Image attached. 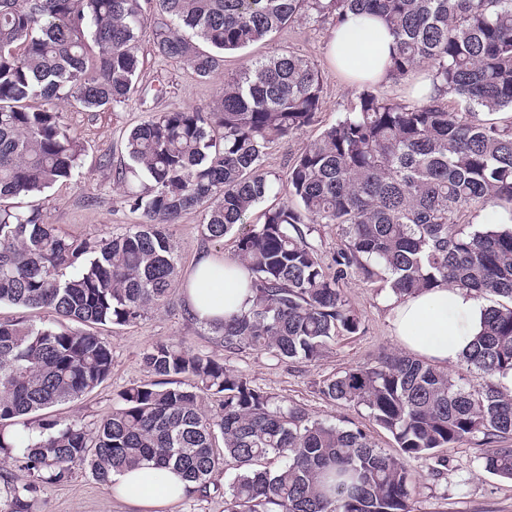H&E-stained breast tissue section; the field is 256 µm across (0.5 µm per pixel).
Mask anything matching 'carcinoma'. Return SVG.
<instances>
[{"mask_svg":"<svg viewBox=\"0 0 512 512\" xmlns=\"http://www.w3.org/2000/svg\"><path fill=\"white\" fill-rule=\"evenodd\" d=\"M364 15L394 37L389 78L425 67L433 93L401 104L365 89L295 159L288 201L236 239L251 306L208 329L229 353L313 361L360 330L340 288L351 276L399 299L439 283L469 288L490 302L462 358L482 383L409 355L325 379L322 393L366 406L401 459L168 342L144 353L154 380L120 391L95 427L28 419L108 378L112 351L90 327L131 325L166 304L179 261L167 226L195 211L205 239L223 241L275 189L268 150L317 121L324 78L308 59L260 56L225 75L224 54L301 20ZM147 29L155 55L200 79L222 75L224 87L208 109L153 112L126 136L113 184L142 223L93 245L8 203L79 175L84 144L56 103L125 105ZM449 95L468 111H448ZM499 112L512 113V0H0V303L22 310L0 322V456L16 467L0 512H35L41 488L78 467L111 490L113 475L144 463L174 467L187 497L236 470L224 512H412L404 459L469 437L488 447L486 472L512 479V393L495 382L512 370V223L465 222L477 205L512 210V118ZM316 224L342 231L328 263L308 241Z\"/></svg>","mask_w":512,"mask_h":512,"instance_id":"1","label":"carcinoma"}]
</instances>
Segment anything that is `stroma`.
<instances>
[{
	"mask_svg": "<svg viewBox=\"0 0 512 512\" xmlns=\"http://www.w3.org/2000/svg\"><path fill=\"white\" fill-rule=\"evenodd\" d=\"M330 31V24L305 20L273 33L264 43L225 56L224 70L231 73L252 58L290 50L308 58L324 77L323 107L316 124L278 141L270 150L265 168L273 176L285 177L292 161L324 127L350 112L359 93L358 88L348 86L331 66ZM141 52L140 91L126 105L105 112L70 111L66 114L67 122L86 146L80 177L75 182L57 183L34 198L47 222L56 225L61 232L96 243L141 223V214L120 203L112 183V169L120 164L126 134L149 113L204 108L212 104L220 92L221 81H199L186 66L155 56L149 41H142ZM170 231L181 271H188L200 253L227 257L235 253V234H228L220 243L205 240L197 213L184 214L179 223L171 225ZM342 291L361 320L359 332L337 336L319 360L288 363L248 349L226 352L219 339L204 325L188 319L183 294L174 291L168 306L149 312L137 323L101 329L102 338L112 349L109 377L91 393L75 402L54 407L53 412L94 427L111 413L119 391L151 381L143 355L153 345L164 341L219 358L278 404H297L315 418L361 428L375 448L393 457L400 456L394 437L373 423L366 407L334 402L321 392L323 379L402 351L390 323L391 290L351 277L343 283ZM484 452V446L473 439L440 449L439 455L446 459L447 465L438 475L433 472L434 458L408 459V468L418 478L412 494L413 512H512V479L487 473L481 466ZM39 499L44 512H132L131 507L82 469L67 483L45 486Z\"/></svg>",
	"mask_w": 512,
	"mask_h": 512,
	"instance_id": "stroma-1",
	"label": "stroma"
}]
</instances>
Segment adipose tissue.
<instances>
[{
    "mask_svg": "<svg viewBox=\"0 0 512 512\" xmlns=\"http://www.w3.org/2000/svg\"><path fill=\"white\" fill-rule=\"evenodd\" d=\"M393 38L379 20L359 17L337 27L329 43L332 66L348 84L385 81ZM185 304L198 322L208 323L247 309L253 294L247 274L232 258L200 253L186 276ZM485 299L475 292L440 285L393 301L391 325L398 342L433 364L460 360L483 321ZM169 469L146 465L117 474V497L136 512H159L183 494Z\"/></svg>",
    "mask_w": 512,
    "mask_h": 512,
    "instance_id": "adipose-tissue-1",
    "label": "adipose tissue"
}]
</instances>
